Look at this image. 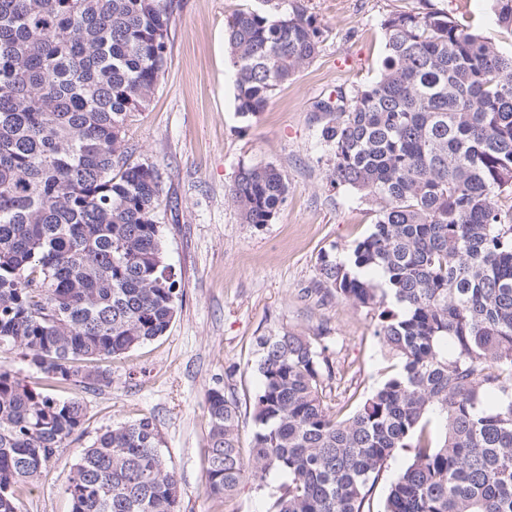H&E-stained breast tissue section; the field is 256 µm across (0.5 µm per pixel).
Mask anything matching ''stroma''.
Here are the masks:
<instances>
[{"instance_id":"stroma-1","label":"stroma","mask_w":512,"mask_h":512,"mask_svg":"<svg viewBox=\"0 0 512 512\" xmlns=\"http://www.w3.org/2000/svg\"><path fill=\"white\" fill-rule=\"evenodd\" d=\"M322 32L317 56L280 86L264 112L236 111L224 47V20L262 0H180L171 22L165 71L130 129L137 160L155 166L166 261L177 280V315L165 335L106 360L111 386L87 391L53 385L57 397L84 399L81 442L58 450L19 512H71L64 492L79 445L107 428L149 417L180 485V512H265L271 487L244 484L220 502L204 489L208 418L205 395L219 388L238 405L242 448H250L257 337L280 329L320 337L333 369L331 403L346 416L388 377L391 359L373 333L375 316L336 300L316 284L321 253L345 257L367 235L377 203L331 184L332 156L320 137L317 100L353 93L378 73L385 55L382 21L400 11L440 10L494 37L512 52L487 0H294ZM272 164L288 180L272 223H243L227 193L240 166Z\"/></svg>"}]
</instances>
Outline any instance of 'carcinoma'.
I'll return each instance as SVG.
<instances>
[{
  "label": "carcinoma",
  "mask_w": 512,
  "mask_h": 512,
  "mask_svg": "<svg viewBox=\"0 0 512 512\" xmlns=\"http://www.w3.org/2000/svg\"><path fill=\"white\" fill-rule=\"evenodd\" d=\"M266 2L224 21L243 117L320 48L303 8ZM491 2L512 34V0ZM178 8L0 0V348L20 349L49 382L111 385L99 362L176 317L160 176L126 137L154 95ZM381 28L376 78L315 105L328 116L330 182L380 206L346 258L320 255L317 284L378 311L375 336L398 368L339 419L327 346L285 329L258 337L249 456L236 401L207 392L205 491L223 501L276 472L266 512H371L388 461L407 452L381 512H512V205L501 204L512 197V53L440 11L396 12ZM286 193L272 164L241 167L228 190L255 225L276 219ZM86 421L84 401L0 368V512H18L20 486ZM161 443L148 417L100 433L73 465L72 512H179Z\"/></svg>",
  "instance_id": "1"
}]
</instances>
